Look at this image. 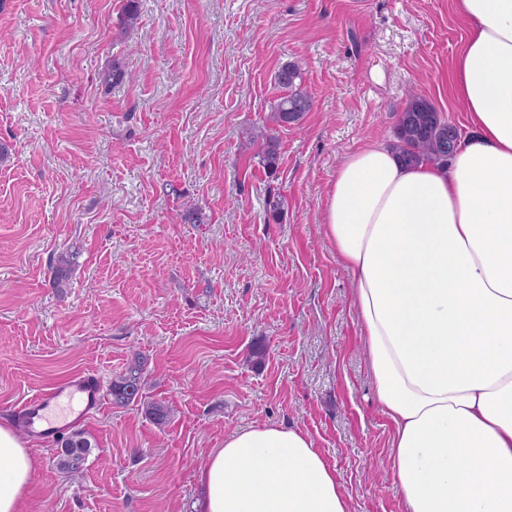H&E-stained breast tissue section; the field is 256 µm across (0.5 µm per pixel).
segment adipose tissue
<instances>
[{
    "mask_svg": "<svg viewBox=\"0 0 512 512\" xmlns=\"http://www.w3.org/2000/svg\"><path fill=\"white\" fill-rule=\"evenodd\" d=\"M449 2L468 24L451 90L469 138L444 168L381 141L346 154L321 231L352 277L406 512H512V0ZM34 469L0 423V512H26ZM195 478V512H349L312 437L282 423L226 434Z\"/></svg>",
    "mask_w": 512,
    "mask_h": 512,
    "instance_id": "adipose-tissue-1",
    "label": "adipose tissue"
}]
</instances>
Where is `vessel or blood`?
I'll list each match as a JSON object with an SVG mask.
<instances>
[{
    "instance_id": "vessel-or-blood-1",
    "label": "vessel or blood",
    "mask_w": 512,
    "mask_h": 512,
    "mask_svg": "<svg viewBox=\"0 0 512 512\" xmlns=\"http://www.w3.org/2000/svg\"><path fill=\"white\" fill-rule=\"evenodd\" d=\"M103 380L95 371L69 376L26 398L18 411L20 426L28 435L41 439H56L64 430L61 415L81 421L101 407Z\"/></svg>"
}]
</instances>
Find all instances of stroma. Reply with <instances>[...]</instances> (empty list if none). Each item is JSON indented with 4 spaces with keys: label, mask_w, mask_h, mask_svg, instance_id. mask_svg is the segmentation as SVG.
<instances>
[{
    "label": "stroma",
    "mask_w": 512,
    "mask_h": 512,
    "mask_svg": "<svg viewBox=\"0 0 512 512\" xmlns=\"http://www.w3.org/2000/svg\"><path fill=\"white\" fill-rule=\"evenodd\" d=\"M126 2L0 0V419L76 372L108 383L140 360L147 379L145 400L81 422L82 473L32 440L29 512H192L209 450L266 423L311 435L351 512H404L321 207L412 95L467 132L449 91L466 21L448 0H138L129 29ZM115 63L131 79L108 89ZM288 63L313 108L275 128L271 175L242 143Z\"/></svg>",
    "instance_id": "1"
}]
</instances>
